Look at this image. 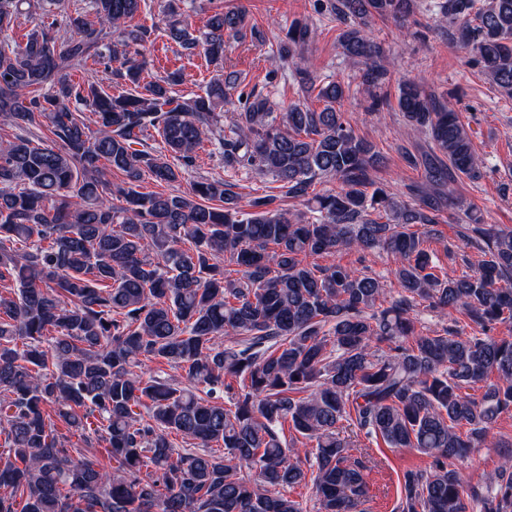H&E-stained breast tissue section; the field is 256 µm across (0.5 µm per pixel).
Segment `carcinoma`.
<instances>
[{
    "mask_svg": "<svg viewBox=\"0 0 512 512\" xmlns=\"http://www.w3.org/2000/svg\"><path fill=\"white\" fill-rule=\"evenodd\" d=\"M61 2L0 0L1 36L40 14L24 45L0 40V115L21 130L0 145V512H305L285 489L308 482L319 512H360L368 466L350 459L349 431L432 458L403 474L401 512H512L511 457L485 494L454 467L512 412V336L493 335L512 326V229L455 196L488 163L454 106L400 80L398 110L428 146H398L423 180L393 193L371 176L381 152L336 111L337 79L321 84L320 111L278 113L253 89L223 111L236 85L221 73L224 32L262 38L244 12H215L198 37L182 0H166L168 38L189 54L203 47L218 71L180 99L179 70L142 83L150 31L129 21L146 0H92L94 19L69 17V33ZM421 8L512 97V0H316L345 26L338 44L363 63L372 109L385 104L389 70L370 26ZM308 36V24L291 23L279 59L301 57ZM98 66L127 91L108 93ZM45 121L47 141L33 134ZM149 129L157 150L140 139ZM207 139L224 170L268 174L307 211L273 195L246 211L214 178L139 191L147 175L180 183ZM108 171L123 176L114 188ZM317 180L336 188L313 193ZM445 218L470 250L469 273L449 274L426 248ZM376 251L394 257V295L365 267L317 262ZM423 309L440 326L418 327ZM143 357L180 381L139 370ZM491 372L498 383L481 397L462 393ZM60 425L84 447H69ZM286 426L312 443L305 457L287 447ZM173 433L193 448H176Z\"/></svg>",
    "mask_w": 512,
    "mask_h": 512,
    "instance_id": "1",
    "label": "carcinoma"
}]
</instances>
